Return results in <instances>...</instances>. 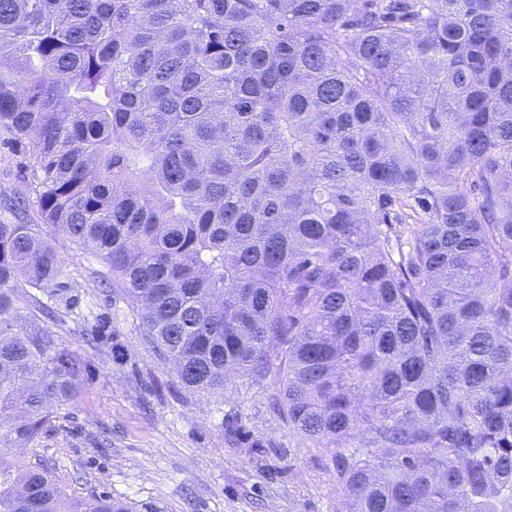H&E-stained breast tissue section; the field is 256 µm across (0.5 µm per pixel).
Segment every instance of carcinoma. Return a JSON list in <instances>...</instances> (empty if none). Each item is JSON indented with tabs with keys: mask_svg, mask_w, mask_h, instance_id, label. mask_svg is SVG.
Returning a JSON list of instances; mask_svg holds the SVG:
<instances>
[{
	"mask_svg": "<svg viewBox=\"0 0 512 512\" xmlns=\"http://www.w3.org/2000/svg\"><path fill=\"white\" fill-rule=\"evenodd\" d=\"M41 221L98 252L189 391L279 382L349 448L337 512H512V0H0V144ZM0 223V444L78 391L16 328L55 292ZM0 512L74 499L0 453Z\"/></svg>",
	"mask_w": 512,
	"mask_h": 512,
	"instance_id": "carcinoma-1",
	"label": "carcinoma"
}]
</instances>
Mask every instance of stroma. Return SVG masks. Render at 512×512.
Instances as JSON below:
<instances>
[{"label":"stroma","mask_w":512,"mask_h":512,"mask_svg":"<svg viewBox=\"0 0 512 512\" xmlns=\"http://www.w3.org/2000/svg\"><path fill=\"white\" fill-rule=\"evenodd\" d=\"M19 157L0 155V223L33 224L61 260L64 299L19 285L15 324L51 330L79 360L81 386L28 447L68 495H108L160 512H336L332 448L294 433L271 408L272 380L220 395L185 389L138 329L92 251L28 205ZM236 420V441L224 435Z\"/></svg>","instance_id":"obj_1"}]
</instances>
